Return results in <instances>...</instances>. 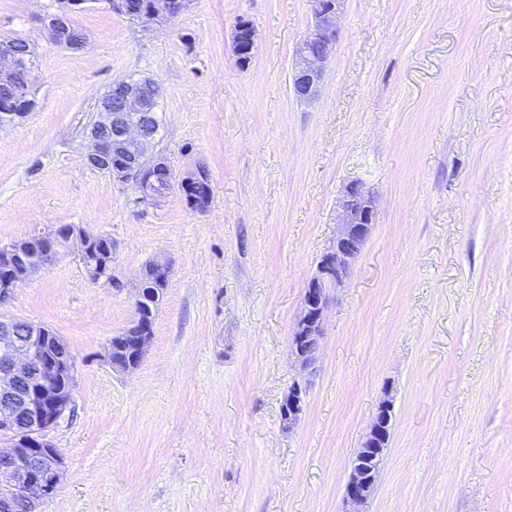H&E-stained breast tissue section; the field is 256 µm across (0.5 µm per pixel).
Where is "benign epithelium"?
I'll return each mask as SVG.
<instances>
[{
    "mask_svg": "<svg viewBox=\"0 0 512 512\" xmlns=\"http://www.w3.org/2000/svg\"><path fill=\"white\" fill-rule=\"evenodd\" d=\"M344 0H308L312 28L298 43L288 87L299 102H308L317 96L327 61L336 51L340 38L339 17ZM86 4V0H67L60 12L45 20L50 39L57 45L73 49L66 38L70 12ZM189 0H150L144 15L130 10L125 0H114L115 10L144 21H171L188 7ZM257 31L249 20L240 19L232 32V54L235 65L246 68L253 57ZM26 69V80L16 87V97L24 106L34 107L32 96L34 77L32 66L16 58L7 47L0 48V84H13L18 68ZM150 111L148 101L138 90L130 87L123 97L121 108L112 109L109 95L99 98L96 117L85 133L87 148L84 162L93 169L107 171L116 182L133 187L132 203L138 207L157 208L168 193L187 191L191 185L210 178L209 171L197 165L181 177L165 174L168 190L160 188L157 170L161 155L151 152L155 136L143 131V113ZM112 126L117 139L107 145L99 139L98 129ZM376 207L371 195L356 184L346 187L340 203L338 230L329 247L321 256L316 274L308 282L300 303V312L289 336V348L302 370L311 367L299 355L298 341L307 339L321 345L325 319L330 303V290L340 287L350 273L352 264L361 253L372 226ZM45 245L44 257L30 265L33 272L51 265L60 248L74 250L77 260L93 259L94 245L100 235L82 224L57 225L41 234ZM142 303L135 300L136 316L132 325L121 334L135 339L137 355L128 361H117L113 354L122 351L119 341L111 340L107 359L112 367L125 373L135 371L143 361L152 340L149 325L142 322ZM15 320L0 319V429H11L21 437V444L0 448V459L9 466L0 469V498L20 497L36 512L56 493L63 475L64 461L58 449L48 440L49 431L56 426L73 406L75 360L58 340L52 350L43 347L45 329L35 326L28 340L15 335ZM307 396L306 388L295 383L284 397L280 417L290 428L300 421ZM392 404L382 401L369 426L360 452L385 454L376 447V440L389 426ZM373 471L354 462L350 466L345 486L344 512H362V507L375 489Z\"/></svg>",
    "mask_w": 512,
    "mask_h": 512,
    "instance_id": "obj_1",
    "label": "benign epithelium"
}]
</instances>
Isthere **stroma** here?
I'll list each match as a JSON object with an SVG mask.
<instances>
[{
    "label": "stroma",
    "instance_id": "35a3bbf8",
    "mask_svg": "<svg viewBox=\"0 0 512 512\" xmlns=\"http://www.w3.org/2000/svg\"><path fill=\"white\" fill-rule=\"evenodd\" d=\"M0 0V40L34 47L37 105L0 130V243L55 224L112 239L109 285L64 256L0 317L48 326L76 361L74 411L44 512H343L350 463L379 402L390 444L365 512H512V0H346L319 98L288 91L307 0H190L141 23L91 0L71 51L42 16ZM257 46L234 63L231 32ZM162 91L158 147L201 164L213 201L147 212L82 162L97 100L119 79ZM375 224L310 373L288 337L335 235L344 187ZM170 265L139 368L103 360L134 320L151 260ZM307 378L301 421L280 404ZM256 38L257 31L251 21L240 19L236 22L232 32V54L238 68L244 69L250 64Z\"/></svg>",
    "mask_w": 512,
    "mask_h": 512
}]
</instances>
